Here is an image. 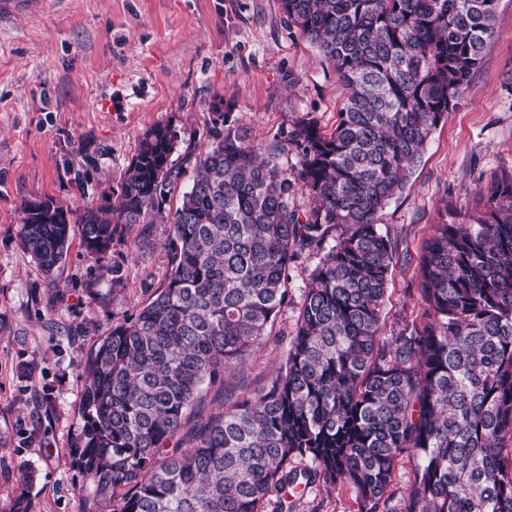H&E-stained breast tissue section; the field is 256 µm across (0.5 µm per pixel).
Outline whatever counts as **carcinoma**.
<instances>
[{"label": "carcinoma", "instance_id": "obj_1", "mask_svg": "<svg viewBox=\"0 0 512 512\" xmlns=\"http://www.w3.org/2000/svg\"><path fill=\"white\" fill-rule=\"evenodd\" d=\"M497 2L281 0L347 90L333 131L306 117L257 144L226 106L173 212L183 167L169 124L144 132L118 205H22L23 248L47 275L73 224L99 256L116 224L170 225L163 288L85 365L75 468L89 512H265L272 494L317 481L352 487L360 512H512V166L471 210L444 205L419 257L420 316L382 338L406 259L380 212L481 66ZM311 255L275 376L195 418L203 392L271 335L289 270Z\"/></svg>", "mask_w": 512, "mask_h": 512}]
</instances>
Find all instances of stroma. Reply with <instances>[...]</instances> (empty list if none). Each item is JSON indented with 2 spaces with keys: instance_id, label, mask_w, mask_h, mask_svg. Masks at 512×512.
Segmentation results:
<instances>
[{
  "instance_id": "1",
  "label": "stroma",
  "mask_w": 512,
  "mask_h": 512,
  "mask_svg": "<svg viewBox=\"0 0 512 512\" xmlns=\"http://www.w3.org/2000/svg\"><path fill=\"white\" fill-rule=\"evenodd\" d=\"M496 35L458 107L432 134L380 227L411 257L387 292V329L419 313L416 258L442 203L470 208L512 164V0H498ZM345 96L334 68L279 0H25L0 17V512L27 497L31 512H88L74 465L84 365L113 326L163 287L164 224H120L106 256L73 235L46 276L20 240L21 205L44 196L82 210L118 197L143 132L172 125L184 164L208 144L213 106L232 103L256 142L304 116L336 125ZM315 258L290 272L292 298L271 336L210 393L201 414L266 385L283 361ZM35 364L23 375L19 364ZM35 472L27 487L20 465ZM290 512H357L346 486L288 493Z\"/></svg>"
}]
</instances>
